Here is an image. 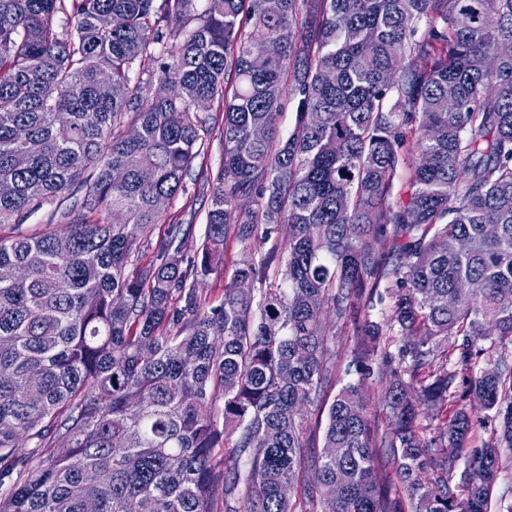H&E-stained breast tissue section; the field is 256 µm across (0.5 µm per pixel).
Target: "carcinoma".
I'll return each instance as SVG.
<instances>
[{
	"label": "carcinoma",
	"mask_w": 512,
	"mask_h": 512,
	"mask_svg": "<svg viewBox=\"0 0 512 512\" xmlns=\"http://www.w3.org/2000/svg\"><path fill=\"white\" fill-rule=\"evenodd\" d=\"M280 2L0 0V512H294L296 485L322 512H488L512 451V57L487 61L512 0ZM216 98L202 246L168 224L141 265ZM41 211L58 229L22 231ZM329 314L381 350L391 426L349 382L306 455ZM462 387L499 430L454 486Z\"/></svg>",
	"instance_id": "cac0c4a2"
}]
</instances>
